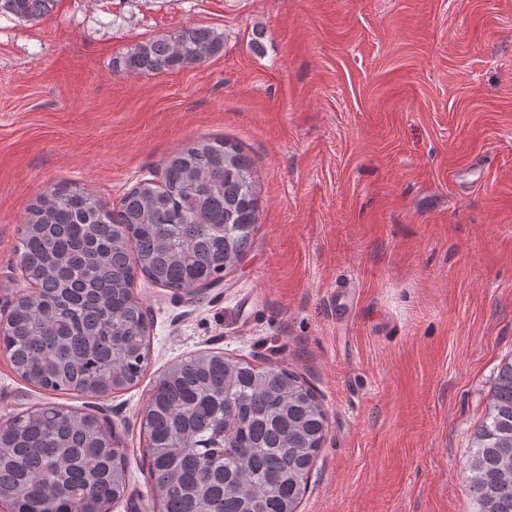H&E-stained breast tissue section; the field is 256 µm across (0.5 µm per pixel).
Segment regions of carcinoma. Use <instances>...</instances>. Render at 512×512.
<instances>
[{
	"label": "carcinoma",
	"instance_id": "obj_1",
	"mask_svg": "<svg viewBox=\"0 0 512 512\" xmlns=\"http://www.w3.org/2000/svg\"><path fill=\"white\" fill-rule=\"evenodd\" d=\"M56 0H0V14H50ZM224 48L206 28L136 45L117 72L162 74ZM253 164L222 140L170 159L110 209L56 186L30 206L16 252L34 285L0 321V352L28 384L105 395L135 386L150 341L132 287L143 275L181 291L234 268L252 245ZM158 512H297L327 414L313 389L273 364L200 351L161 371L140 422ZM512 359L504 361L463 470L477 512H512ZM127 457L97 414L42 403L0 422V503L12 512H109Z\"/></svg>",
	"mask_w": 512,
	"mask_h": 512
}]
</instances>
